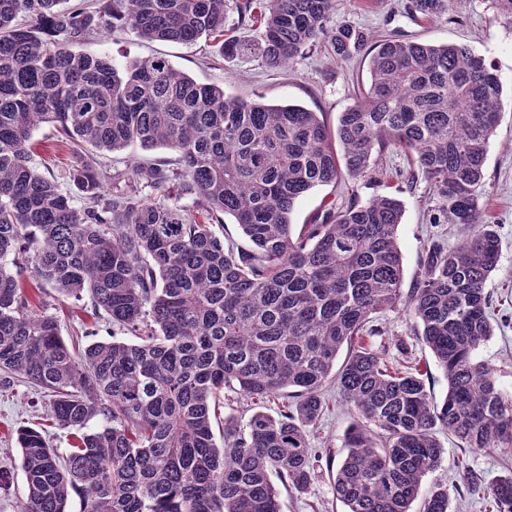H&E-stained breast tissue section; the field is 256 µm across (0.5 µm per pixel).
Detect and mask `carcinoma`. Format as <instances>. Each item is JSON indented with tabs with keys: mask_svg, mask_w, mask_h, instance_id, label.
Here are the masks:
<instances>
[{
	"mask_svg": "<svg viewBox=\"0 0 512 512\" xmlns=\"http://www.w3.org/2000/svg\"><path fill=\"white\" fill-rule=\"evenodd\" d=\"M336 2L238 3L243 25L263 27L257 56L269 67L325 39L337 60L369 58L368 89L333 131L319 112L237 99L163 58L117 66L71 49L129 29L175 44L220 37L232 59L249 43L224 37V0H0V382L44 389L46 419L77 438L63 454L40 431H18L27 497L17 512H68L77 490L82 512H281L278 486L302 492L314 474L308 433L330 380L357 416L334 481L346 512H412L418 501L419 512H448V489L422 495L443 459L439 425L465 450L512 452V395L477 357L493 335L485 285L499 240L480 200L500 78L463 45L331 29ZM413 8L436 17L448 0ZM42 124L78 147L138 144L174 158L109 177L81 156L65 171L72 193L31 165ZM391 147L429 183L433 223L461 232L452 247L431 242L407 292L393 194L333 204L298 232L290 224L300 197L366 176ZM148 186L167 201L143 199ZM223 215L251 248L224 242ZM23 271L65 297L89 295L136 341L75 352L56 318L31 308ZM399 307L448 380L440 407L420 372L388 366L366 341L381 335L373 315ZM226 390L283 409L225 419L219 446L212 418ZM462 479L512 512V474L488 482L467 467Z\"/></svg>",
	"mask_w": 512,
	"mask_h": 512,
	"instance_id": "carcinoma-1",
	"label": "carcinoma"
}]
</instances>
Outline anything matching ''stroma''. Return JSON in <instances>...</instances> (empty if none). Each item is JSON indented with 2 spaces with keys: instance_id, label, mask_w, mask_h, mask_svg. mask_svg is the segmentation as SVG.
I'll use <instances>...</instances> for the list:
<instances>
[{
  "instance_id": "stroma-1",
  "label": "stroma",
  "mask_w": 512,
  "mask_h": 512,
  "mask_svg": "<svg viewBox=\"0 0 512 512\" xmlns=\"http://www.w3.org/2000/svg\"><path fill=\"white\" fill-rule=\"evenodd\" d=\"M410 0H338L331 25H352L371 36L398 34L402 38L431 44H461L472 48L492 63L503 87L501 122L489 143L484 168L485 192L481 199L488 223L494 224L501 241L497 272L486 284L492 299L494 332L480 348L479 359L498 371L502 388L512 393V22L497 16L491 0H451L446 15L428 18L411 13ZM79 52L126 61L161 56L174 68L202 84L223 86L225 93L269 104H298L323 113L328 125L356 100L358 87L368 77L362 57L330 60L327 52L314 51L297 57L290 66L271 68L251 53L224 58L218 46L197 42L180 45L144 40L134 33L116 32L79 44ZM33 163L42 174L63 173L78 153L52 126L44 125L33 135ZM408 161L401 151L392 149L368 176L345 179L336 185L320 186L297 204L291 215L294 226L309 223L330 203L368 201L384 193L399 194L405 213L398 230L405 280H413L432 241L454 245L457 230L430 221L429 186L424 181L408 183ZM23 289L33 308L57 317L67 343L87 345L96 340L123 338L108 317L95 312L89 298L74 300L60 295L50 285L24 278ZM373 322L381 330L370 342L390 364H403L426 373L425 384L435 402H443L448 382L432 352L414 334L415 322L404 310L377 313ZM50 397L30 383L16 382L0 388V469L10 479L0 486V512H17L27 495L21 470L16 430L21 426L44 428L52 447L67 450V432L48 427L45 421ZM323 414L309 436L311 447L330 450L335 457L346 453V433L353 422L351 408L335 387L325 393ZM438 438L444 448L439 469L423 481L424 487L447 485L450 512H491L486 495L468 492L460 484L458 467L468 464L494 479L512 469V456L497 452L461 450L456 439L446 433ZM282 512H345L333 492V473L325 462H318L306 491L281 489Z\"/></svg>"
}]
</instances>
